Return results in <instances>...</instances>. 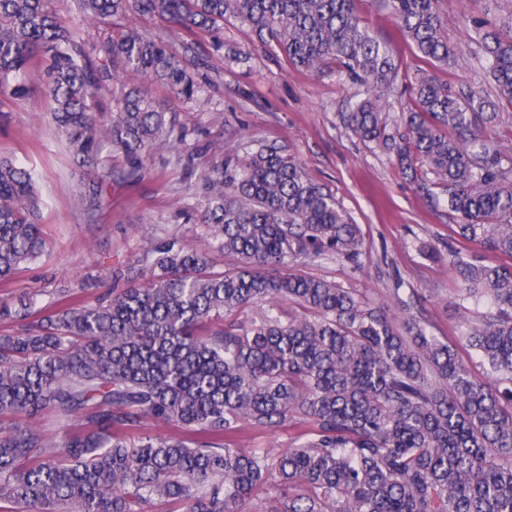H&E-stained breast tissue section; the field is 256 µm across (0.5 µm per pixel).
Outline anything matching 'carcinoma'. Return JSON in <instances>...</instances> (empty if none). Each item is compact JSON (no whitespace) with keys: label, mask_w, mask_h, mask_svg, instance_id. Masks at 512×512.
I'll list each match as a JSON object with an SVG mask.
<instances>
[{"label":"carcinoma","mask_w":512,"mask_h":512,"mask_svg":"<svg viewBox=\"0 0 512 512\" xmlns=\"http://www.w3.org/2000/svg\"><path fill=\"white\" fill-rule=\"evenodd\" d=\"M358 0H78L82 26L131 13L214 33L227 20L296 69L338 71L359 87L345 129L394 156L434 205L445 196L458 306L475 319L454 339L427 332L355 290L285 272L334 258L362 268L364 237L335 195L276 141L246 155L206 147L199 214L208 251L143 242L141 288L93 303L64 287L44 304H0L18 324L0 334V512H512V0L508 14L466 17L483 71L456 86L439 70L467 56L448 43L438 0H382L413 51L403 67ZM44 96L73 162L93 171L75 190L92 219L112 183L146 175L169 154L193 171L195 133L167 117L146 87L185 99L196 73L161 39L134 28L98 44L50 0H0V94ZM408 96L392 120V100ZM124 160L116 170L103 148ZM29 170L0 158V283L36 262L46 240ZM475 243L483 255L455 243ZM235 260L217 270L208 252ZM268 305L260 321L240 318ZM303 315L282 318L281 305ZM480 360L478 378L459 349ZM53 410V442L35 423ZM174 430L131 433L143 422ZM304 427L285 451L239 446L243 429Z\"/></svg>","instance_id":"obj_1"}]
</instances>
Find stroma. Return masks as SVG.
<instances>
[{
    "label": "stroma",
    "instance_id": "35a3bbf8",
    "mask_svg": "<svg viewBox=\"0 0 512 512\" xmlns=\"http://www.w3.org/2000/svg\"><path fill=\"white\" fill-rule=\"evenodd\" d=\"M129 27L163 39L175 54L181 53L184 42H195L204 61L199 73L207 89L198 98H178L162 87L151 88L169 116L193 128L191 140L200 149L197 173L207 164L209 143L242 137L276 141L286 145L311 178L329 188L361 225V270L330 259L301 266L302 274L355 289L386 308L394 301L387 276L398 274L420 293L414 314L428 332L441 338L459 335L458 284L446 248L452 222L448 208L428 207L393 159L342 126L340 114L354 92L343 75L294 69L234 21L225 23L223 37L225 46L246 53L239 63L213 54L209 34L173 28L150 16L132 14L107 28L91 29L89 35L101 41ZM29 84L27 96L0 103L6 114L0 121V155L32 170L47 246L35 264L0 286V301L33 294L46 298L56 288L79 281L88 284L82 299L92 301L107 289L111 270L133 261L144 239L174 236L186 247L199 246V226L181 214L185 204L196 201L197 173L186 175L180 166L160 164L152 156L143 159L146 178L113 184L111 207L87 221L73 199L86 172L72 164L46 113L39 71H31Z\"/></svg>",
    "mask_w": 512,
    "mask_h": 512
}]
</instances>
